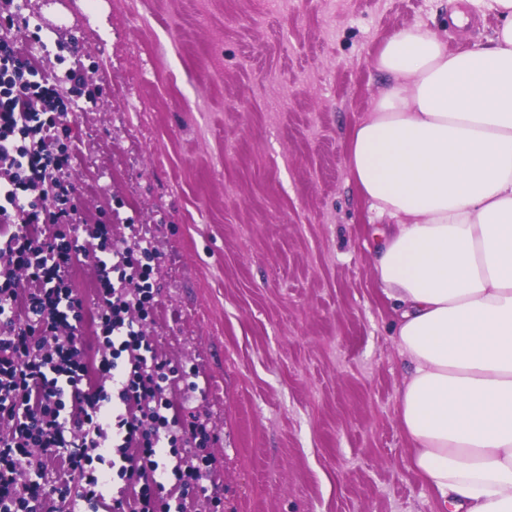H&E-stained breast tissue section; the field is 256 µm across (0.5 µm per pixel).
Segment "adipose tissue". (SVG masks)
I'll return each instance as SVG.
<instances>
[{
  "mask_svg": "<svg viewBox=\"0 0 512 512\" xmlns=\"http://www.w3.org/2000/svg\"><path fill=\"white\" fill-rule=\"evenodd\" d=\"M458 53L414 24L380 46L389 86L348 161L386 224L374 273L409 370L399 419L450 512H512V0Z\"/></svg>",
  "mask_w": 512,
  "mask_h": 512,
  "instance_id": "adipose-tissue-1",
  "label": "adipose tissue"
}]
</instances>
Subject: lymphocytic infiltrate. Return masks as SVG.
Here are the masks:
<instances>
[{
	"instance_id": "1",
	"label": "lymphocytic infiltrate",
	"mask_w": 512,
	"mask_h": 512,
	"mask_svg": "<svg viewBox=\"0 0 512 512\" xmlns=\"http://www.w3.org/2000/svg\"><path fill=\"white\" fill-rule=\"evenodd\" d=\"M57 86L33 80L13 40L0 38V512H46L56 486L21 483V465L39 470L62 463L82 483L84 500L101 498L115 469L120 482L112 512H171L156 508L171 471L182 489L206 495L211 468L191 451L206 429L198 419L170 416L169 382L181 372L152 353L133 317L153 298L158 252L143 235L132 246L98 255L105 330L97 368L84 360L78 329L84 301L65 280L85 249L87 228L74 202L67 151L50 152L47 134L61 103ZM29 272L19 292L13 272ZM98 371L105 385L93 384ZM76 438H67V430Z\"/></svg>"
}]
</instances>
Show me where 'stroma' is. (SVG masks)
Wrapping results in <instances>:
<instances>
[{"mask_svg":"<svg viewBox=\"0 0 512 512\" xmlns=\"http://www.w3.org/2000/svg\"><path fill=\"white\" fill-rule=\"evenodd\" d=\"M39 78L74 69L93 99L57 130L81 217L151 237L145 332L193 369L167 396L212 435L188 512H443L398 419L407 366L375 280L374 229L348 165L351 127L387 86L381 44L415 23L450 51L500 20L446 0H25ZM96 352L102 286L74 262Z\"/></svg>","mask_w":512,"mask_h":512,"instance_id":"stroma-1","label":"stroma"}]
</instances>
